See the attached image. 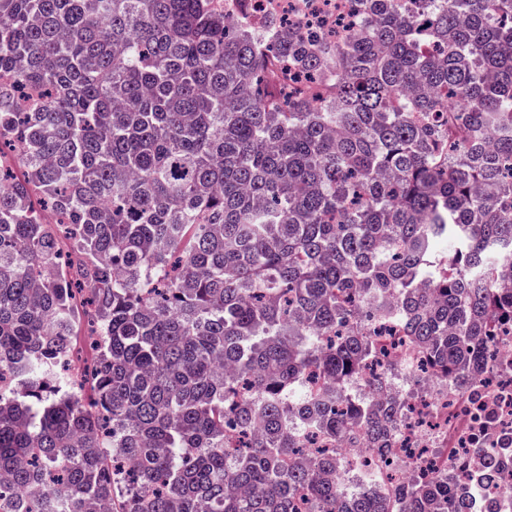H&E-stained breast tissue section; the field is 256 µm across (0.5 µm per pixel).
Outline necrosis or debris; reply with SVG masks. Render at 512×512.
<instances>
[{
  "instance_id": "4bbe7bcc",
  "label": "necrosis or debris",
  "mask_w": 512,
  "mask_h": 512,
  "mask_svg": "<svg viewBox=\"0 0 512 512\" xmlns=\"http://www.w3.org/2000/svg\"><path fill=\"white\" fill-rule=\"evenodd\" d=\"M224 12L246 14L257 28L274 17L282 25L328 35L337 25L349 30L359 20L356 0H246L242 6L225 0ZM490 344L498 373L468 389L392 374L386 392L403 402V414L383 451L370 448L363 429L356 446L337 449L349 478L389 498L409 481L447 473L475 484L473 512H512V498L501 492L512 478V332L502 331Z\"/></svg>"
}]
</instances>
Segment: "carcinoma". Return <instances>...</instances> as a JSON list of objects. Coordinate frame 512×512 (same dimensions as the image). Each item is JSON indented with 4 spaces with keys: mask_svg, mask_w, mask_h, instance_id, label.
Segmentation results:
<instances>
[{
    "mask_svg": "<svg viewBox=\"0 0 512 512\" xmlns=\"http://www.w3.org/2000/svg\"><path fill=\"white\" fill-rule=\"evenodd\" d=\"M359 2L348 37L271 20L265 49L213 0H0V488L71 512H463L447 475L345 492L287 429L382 447L401 403L336 396L376 360L373 316L458 386L512 329V0ZM282 64L323 105L274 88ZM87 331L86 322L84 320H81L71 338V341L73 343L83 344V338ZM71 343V351L69 353V361L71 363V366L73 368V371L75 372L77 376V380L83 381L84 379V373L88 370L90 366V362L86 359L84 356L83 350L78 347L77 345H73Z\"/></svg>",
    "mask_w": 512,
    "mask_h": 512,
    "instance_id": "cac0c4a2",
    "label": "carcinoma"
}]
</instances>
